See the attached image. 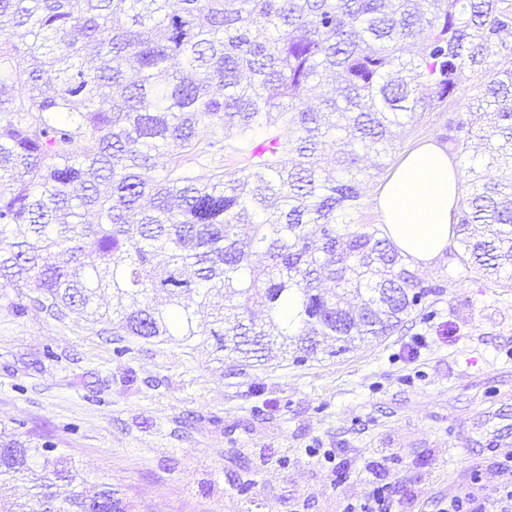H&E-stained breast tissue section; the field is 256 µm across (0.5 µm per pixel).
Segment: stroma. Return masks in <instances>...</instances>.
<instances>
[{
    "label": "stroma",
    "instance_id": "stroma-1",
    "mask_svg": "<svg viewBox=\"0 0 512 512\" xmlns=\"http://www.w3.org/2000/svg\"><path fill=\"white\" fill-rule=\"evenodd\" d=\"M468 99L398 129L392 159L439 138ZM196 141V174L239 166L211 128ZM420 274L446 287L433 319L415 313L373 347L246 375L221 370L205 342L133 340L115 357L111 323L55 318L0 288V425L58 441L89 483L125 489L134 512H342L372 480L388 485L392 512L483 496L507 479L485 440L498 412L512 416V289L482 287L445 256ZM312 448L342 462V486Z\"/></svg>",
    "mask_w": 512,
    "mask_h": 512
}]
</instances>
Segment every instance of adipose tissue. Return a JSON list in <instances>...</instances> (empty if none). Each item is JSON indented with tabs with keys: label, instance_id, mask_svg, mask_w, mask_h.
I'll return each instance as SVG.
<instances>
[{
	"label": "adipose tissue",
	"instance_id": "1",
	"mask_svg": "<svg viewBox=\"0 0 512 512\" xmlns=\"http://www.w3.org/2000/svg\"><path fill=\"white\" fill-rule=\"evenodd\" d=\"M459 164L447 148L426 143L407 153L377 196L384 230L420 267L442 257L454 236Z\"/></svg>",
	"mask_w": 512,
	"mask_h": 512
}]
</instances>
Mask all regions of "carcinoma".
Returning <instances> with one entry per match:
<instances>
[{"instance_id": "obj_1", "label": "carcinoma", "mask_w": 512, "mask_h": 512, "mask_svg": "<svg viewBox=\"0 0 512 512\" xmlns=\"http://www.w3.org/2000/svg\"><path fill=\"white\" fill-rule=\"evenodd\" d=\"M467 80L446 140L484 151L451 256L512 288V0H0V288L240 372L377 342L446 289L354 223L360 158L383 171L394 128ZM201 124L276 156L198 176ZM56 448L0 426V502L31 491L7 512H132Z\"/></svg>"}]
</instances>
